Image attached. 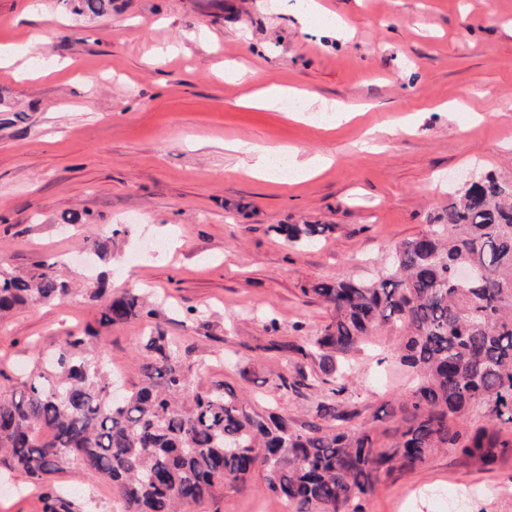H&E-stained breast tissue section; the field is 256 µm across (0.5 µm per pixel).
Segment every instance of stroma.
<instances>
[{
	"instance_id": "35a3bbf8",
	"label": "stroma",
	"mask_w": 512,
	"mask_h": 512,
	"mask_svg": "<svg viewBox=\"0 0 512 512\" xmlns=\"http://www.w3.org/2000/svg\"><path fill=\"white\" fill-rule=\"evenodd\" d=\"M279 0H112L99 15L61 0H0V268L54 265L77 292L0 319V391L38 355L95 327L93 290L105 278L146 288L156 323L201 387L230 384L302 425L319 388L280 389L302 343L330 318L312 284L366 279L396 246L448 207L460 173L512 177V0H320L346 31L312 16L300 24ZM40 47H33V40ZM160 58L154 68L145 57ZM258 78L226 80L227 64ZM274 83L342 102L357 113L286 117L241 100ZM374 148L361 149L365 135ZM291 146L334 157L312 178L234 173L228 142ZM124 224L104 261L84 266V245ZM279 224H329L313 246H291ZM176 236L175 253L162 248ZM143 320L102 342L114 372L138 381ZM391 327L352 353L347 405L357 429L388 428L385 408L413 385L394 354ZM72 512H115L111 488L67 471ZM512 512V454L479 466L434 453L382 478L369 512ZM38 485L0 476V512H43ZM195 512H291L260 487L225 491Z\"/></svg>"
}]
</instances>
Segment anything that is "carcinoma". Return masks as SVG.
Instances as JSON below:
<instances>
[{"label":"carcinoma","instance_id":"1","mask_svg":"<svg viewBox=\"0 0 512 512\" xmlns=\"http://www.w3.org/2000/svg\"><path fill=\"white\" fill-rule=\"evenodd\" d=\"M292 245L313 244L331 224H280ZM120 230L87 244L105 259ZM475 279L463 284L456 272ZM331 312L300 345L273 342L327 362L345 379L342 359L374 329L400 330V362L416 374L408 396L391 408L382 441L372 429L345 427L355 411L333 387L316 407L318 421L253 408L225 382L201 388L159 325L139 337V383L113 396L115 383L99 331L69 336L53 358L22 373L0 395V463L46 490L43 512H71L56 478L79 469L112 488L117 512H194L224 490L244 491L256 473L262 489L294 512H366L381 478L423 466L436 450L491 465L512 453V180L479 174L453 195L438 223L396 249L369 281H322L305 289ZM74 294L53 266L26 275L0 272V314L61 302ZM99 327L149 319L156 308L139 288L115 291L102 280ZM300 391L318 380L301 364L278 375ZM478 413L498 429L469 428Z\"/></svg>","mask_w":512,"mask_h":512}]
</instances>
